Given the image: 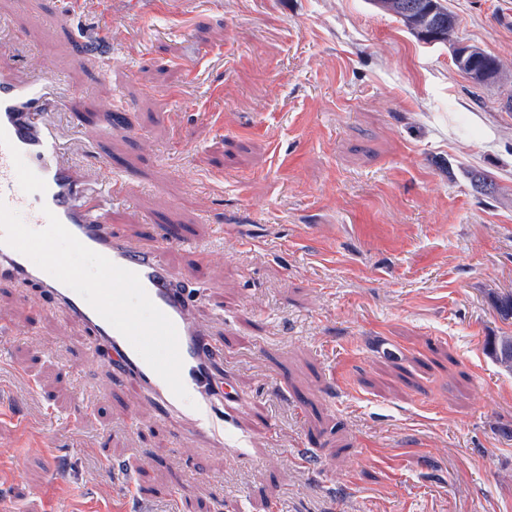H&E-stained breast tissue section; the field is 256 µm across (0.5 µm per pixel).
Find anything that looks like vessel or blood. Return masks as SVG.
Returning <instances> with one entry per match:
<instances>
[{"mask_svg": "<svg viewBox=\"0 0 512 512\" xmlns=\"http://www.w3.org/2000/svg\"><path fill=\"white\" fill-rule=\"evenodd\" d=\"M58 84L44 56H33L21 67L0 62V200L35 230L44 228L46 212H53L86 247L139 276L150 300L177 329L189 401L177 398L80 295L2 242L0 276L35 283V305L61 310L90 329L92 345L111 354L118 379L133 396L151 399L159 417L174 418L204 446L236 447L241 435L227 409L233 393L218 388L215 375L222 347L201 320L198 301L188 296V274L164 261L165 251L184 245L185 239L174 225L158 227L157 243L150 248L113 234L112 208L126 196L127 186L117 178L111 159L85 165L74 161L60 128L67 102Z\"/></svg>", "mask_w": 512, "mask_h": 512, "instance_id": "b4317fda", "label": "vessel or blood"}]
</instances>
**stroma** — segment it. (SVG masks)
<instances>
[{
	"instance_id": "35a3bbf8",
	"label": "stroma",
	"mask_w": 512,
	"mask_h": 512,
	"mask_svg": "<svg viewBox=\"0 0 512 512\" xmlns=\"http://www.w3.org/2000/svg\"><path fill=\"white\" fill-rule=\"evenodd\" d=\"M447 5L452 42L429 46L368 0H0L15 52L72 93L75 160L128 184L114 230L195 242L167 260L224 315L254 442L177 454L82 326L0 285L27 380L0 394V512H512V374L490 355L512 336V0ZM461 41L498 82L457 70ZM106 105L127 133L100 130Z\"/></svg>"
}]
</instances>
